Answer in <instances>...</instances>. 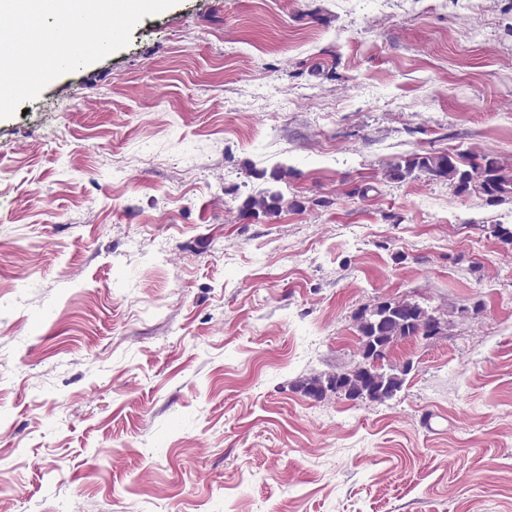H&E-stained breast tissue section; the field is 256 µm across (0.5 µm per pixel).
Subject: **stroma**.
<instances>
[{"instance_id":"1","label":"stroma","mask_w":512,"mask_h":512,"mask_svg":"<svg viewBox=\"0 0 512 512\" xmlns=\"http://www.w3.org/2000/svg\"><path fill=\"white\" fill-rule=\"evenodd\" d=\"M453 149L512 0H177L0 119V512H512V203L382 177ZM396 297L402 392L305 397ZM284 204L281 193L267 189L248 196L243 201L240 212L245 217H256L260 214L273 217L280 213Z\"/></svg>"}]
</instances>
